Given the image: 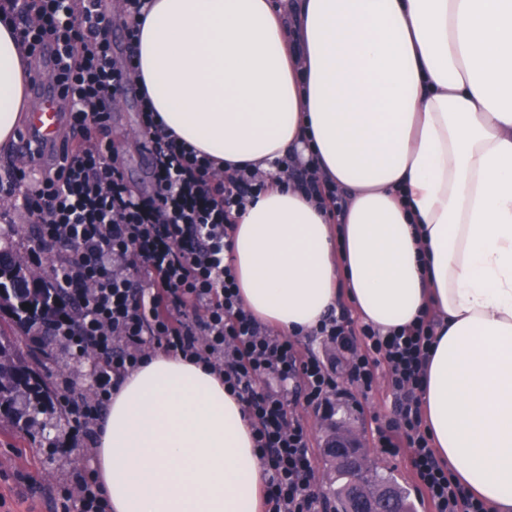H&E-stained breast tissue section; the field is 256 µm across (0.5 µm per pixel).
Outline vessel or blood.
Listing matches in <instances>:
<instances>
[{
  "mask_svg": "<svg viewBox=\"0 0 512 512\" xmlns=\"http://www.w3.org/2000/svg\"><path fill=\"white\" fill-rule=\"evenodd\" d=\"M54 45L45 42L37 58L39 77L33 88L34 105L26 129L20 135L16 152L55 164L65 146L67 116L51 78Z\"/></svg>",
  "mask_w": 512,
  "mask_h": 512,
  "instance_id": "1",
  "label": "vessel or blood"
}]
</instances>
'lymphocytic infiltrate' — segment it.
I'll return each mask as SVG.
<instances>
[{
    "label": "lymphocytic infiltrate",
    "instance_id": "obj_1",
    "mask_svg": "<svg viewBox=\"0 0 512 512\" xmlns=\"http://www.w3.org/2000/svg\"><path fill=\"white\" fill-rule=\"evenodd\" d=\"M11 14L25 54L55 42V73L64 86L77 142L50 171L26 163L0 180L37 235L28 250L39 261L57 247L48 272L76 304L57 328L75 359L96 355L90 395L61 383L73 429L96 445L101 411L120 381L149 352L161 350L205 364L237 396L252 427L265 492L264 512H324L310 433L301 410L319 411L350 383L372 393L385 379L393 418L376 426L383 453L407 452L416 489L429 512H486L467 496L437 457L422 427L420 391L435 342L433 322L387 332L355 325L348 310L331 311L318 334L339 360L322 359L288 334L259 323L239 304L232 266L225 261L235 219L275 184L294 185L330 213L345 200L313 163L289 156L273 170L244 166L212 180L213 162L163 133L154 112L141 114L142 146L155 165V191L134 197L112 153L109 94L120 92L133 66L116 68L100 37L95 0H0ZM56 512H108L95 480L76 474Z\"/></svg>",
    "mask_w": 512,
    "mask_h": 512
}]
</instances>
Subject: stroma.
Here are the masks:
<instances>
[{
    "mask_svg": "<svg viewBox=\"0 0 512 512\" xmlns=\"http://www.w3.org/2000/svg\"><path fill=\"white\" fill-rule=\"evenodd\" d=\"M139 106L131 104L112 115V139L124 176L131 188L149 192L154 164L143 154L136 132ZM41 374L50 383L70 378L76 391H88L92 384L91 363L71 360L57 346L46 349ZM334 409L328 416L305 415L314 454H321L326 427L333 421L358 429L364 443H371L376 425L385 423L394 413V400L385 390L368 395L354 386L334 397ZM93 473L94 460L81 447L70 429L69 416L63 410L41 414L27 430L15 428L0 418V512H54V503L70 483L74 469Z\"/></svg>",
    "mask_w": 512,
    "mask_h": 512,
    "instance_id": "stroma-1",
    "label": "stroma"
}]
</instances>
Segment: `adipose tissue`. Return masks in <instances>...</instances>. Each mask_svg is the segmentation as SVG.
<instances>
[{
  "mask_svg": "<svg viewBox=\"0 0 512 512\" xmlns=\"http://www.w3.org/2000/svg\"><path fill=\"white\" fill-rule=\"evenodd\" d=\"M139 97L220 168L292 154L344 193L338 220L270 188L237 219L241 304L288 333L342 299L387 330L436 318L420 394L439 458L512 512V0H149ZM32 72L0 17V149ZM109 512H262L241 401L158 352L98 424Z\"/></svg>",
  "mask_w": 512,
  "mask_h": 512,
  "instance_id": "adipose-tissue-1",
  "label": "adipose tissue"
}]
</instances>
